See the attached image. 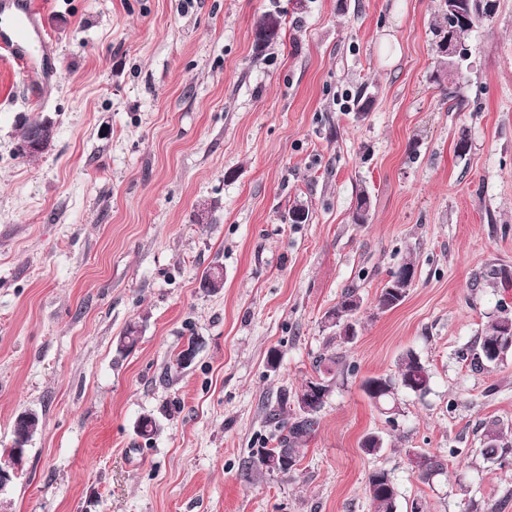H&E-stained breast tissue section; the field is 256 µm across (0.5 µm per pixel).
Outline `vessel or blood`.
I'll use <instances>...</instances> for the list:
<instances>
[{"label":"vessel or blood","instance_id":"vessel-or-blood-1","mask_svg":"<svg viewBox=\"0 0 512 512\" xmlns=\"http://www.w3.org/2000/svg\"><path fill=\"white\" fill-rule=\"evenodd\" d=\"M45 43L30 0H0V53L6 54L22 72L31 73L42 64L36 49Z\"/></svg>","mask_w":512,"mask_h":512}]
</instances>
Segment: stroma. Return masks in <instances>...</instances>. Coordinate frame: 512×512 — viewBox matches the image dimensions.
<instances>
[{
    "mask_svg": "<svg viewBox=\"0 0 512 512\" xmlns=\"http://www.w3.org/2000/svg\"><path fill=\"white\" fill-rule=\"evenodd\" d=\"M32 2L56 50L48 94L0 59V450L20 413L41 427L0 512H370L378 469L397 512H512V351L480 372L468 359L512 312V0L469 33L453 91L435 80L439 0ZM268 10L284 30L259 53ZM44 117L51 149L17 156ZM297 201L306 223L286 220ZM408 254L416 282L380 311ZM348 288L358 334L340 345L325 317ZM336 351L356 370L296 469L247 468L275 444L270 411L297 416ZM409 351L430 390L399 391L392 424L361 383ZM491 421L511 443L497 459L480 452ZM413 451L443 470L420 478Z\"/></svg>",
    "mask_w": 512,
    "mask_h": 512,
    "instance_id": "obj_1",
    "label": "stroma"
}]
</instances>
